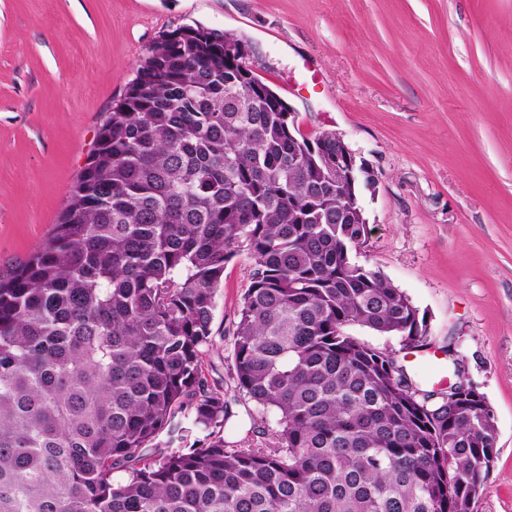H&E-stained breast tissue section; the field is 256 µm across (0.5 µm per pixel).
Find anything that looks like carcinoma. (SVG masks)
<instances>
[{
    "label": "carcinoma",
    "mask_w": 512,
    "mask_h": 512,
    "mask_svg": "<svg viewBox=\"0 0 512 512\" xmlns=\"http://www.w3.org/2000/svg\"><path fill=\"white\" fill-rule=\"evenodd\" d=\"M292 126L218 46L148 49L50 237L0 280V512H468L485 490L486 398L419 397L350 332L420 351L429 325L350 256L366 225L336 223V135ZM243 252L235 391L277 416L246 446L202 369Z\"/></svg>",
    "instance_id": "cac0c4a2"
}]
</instances>
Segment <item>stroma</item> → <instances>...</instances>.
<instances>
[{
	"label": "stroma",
	"instance_id": "obj_1",
	"mask_svg": "<svg viewBox=\"0 0 512 512\" xmlns=\"http://www.w3.org/2000/svg\"><path fill=\"white\" fill-rule=\"evenodd\" d=\"M244 41L302 131L343 137L376 175L353 257L403 290L430 348H455L495 413L477 512H512V0H0V277L50 235L97 131L166 32ZM252 261L232 259L209 379L234 391L232 331ZM353 334L432 378L394 336Z\"/></svg>",
	"mask_w": 512,
	"mask_h": 512
}]
</instances>
